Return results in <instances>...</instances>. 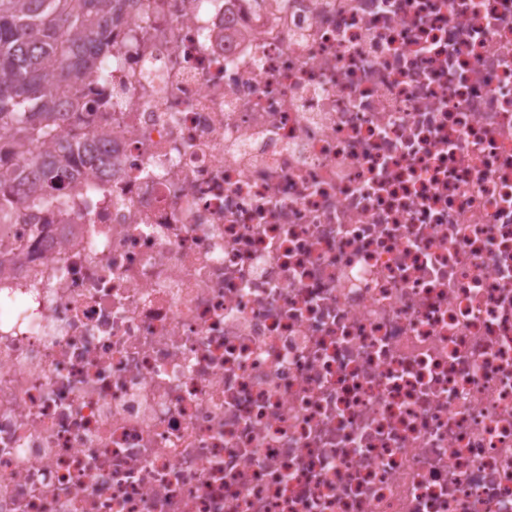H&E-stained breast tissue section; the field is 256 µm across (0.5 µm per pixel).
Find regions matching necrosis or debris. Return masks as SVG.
I'll list each match as a JSON object with an SVG mask.
<instances>
[{"mask_svg": "<svg viewBox=\"0 0 512 512\" xmlns=\"http://www.w3.org/2000/svg\"><path fill=\"white\" fill-rule=\"evenodd\" d=\"M5 224L0 512H512V0H124Z\"/></svg>", "mask_w": 512, "mask_h": 512, "instance_id": "1", "label": "necrosis or debris"}]
</instances>
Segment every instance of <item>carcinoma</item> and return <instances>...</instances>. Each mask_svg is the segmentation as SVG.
<instances>
[{"label": "carcinoma", "mask_w": 512, "mask_h": 512, "mask_svg": "<svg viewBox=\"0 0 512 512\" xmlns=\"http://www.w3.org/2000/svg\"><path fill=\"white\" fill-rule=\"evenodd\" d=\"M114 0H0V208L24 210L31 193H69L74 188L71 145L41 147L55 137L62 114L59 92H75L112 55L104 34L112 31ZM17 152L33 155V168H7Z\"/></svg>", "instance_id": "cac0c4a2"}]
</instances>
